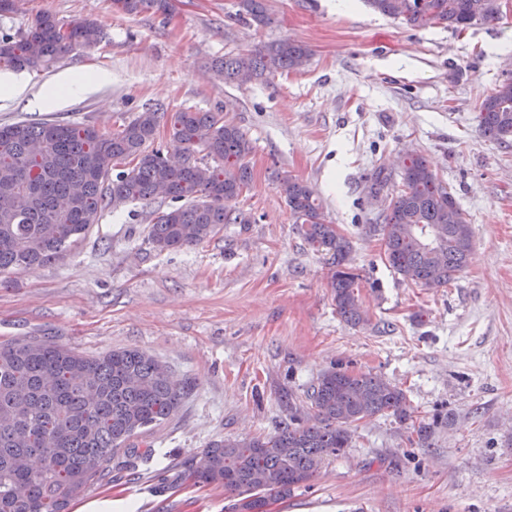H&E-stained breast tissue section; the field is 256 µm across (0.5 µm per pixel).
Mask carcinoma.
<instances>
[{
    "label": "carcinoma",
    "mask_w": 512,
    "mask_h": 512,
    "mask_svg": "<svg viewBox=\"0 0 512 512\" xmlns=\"http://www.w3.org/2000/svg\"><path fill=\"white\" fill-rule=\"evenodd\" d=\"M367 2L413 29L463 31L500 17L499 0H487L480 16L473 0ZM113 5L130 15L164 13L169 0ZM237 7L257 26L268 25L265 0H237ZM103 36L94 20L65 26L42 12L20 39L0 40V68L47 67ZM309 55L306 46L284 39L226 56L215 67L226 81L263 80L301 68ZM164 118L146 108L110 135L85 123L0 125V276L61 256L105 209L150 201L162 189L178 206L152 219L149 241L160 252L195 245L226 224L254 223L251 214L230 206L251 180L246 134L221 112L185 108L170 118L171 147L184 155L183 164L173 166L152 147ZM478 126L492 141H512L511 78L482 99ZM278 187L306 243L328 257L337 315L351 325L365 322L350 242L326 220L308 184L288 175ZM367 229L382 236L389 267L422 288L448 287L470 261L471 224L422 155L406 161L381 223ZM186 394V385L161 375L158 360L137 348L89 358L51 336L1 344L0 512H69L76 498L109 476L113 459L135 472L153 454L146 438L177 414ZM308 400L310 416H290L273 435L213 442L190 476L239 496V512H266L262 493L249 488L252 475L286 496L350 447L351 424L376 415L401 423L412 418L406 393L369 373L326 370Z\"/></svg>",
    "instance_id": "1"
}]
</instances>
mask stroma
I'll use <instances>...</instances> for the list:
<instances>
[{
    "label": "stroma",
    "instance_id": "35a3bbf8",
    "mask_svg": "<svg viewBox=\"0 0 512 512\" xmlns=\"http://www.w3.org/2000/svg\"><path fill=\"white\" fill-rule=\"evenodd\" d=\"M168 13L128 15L112 0H22L0 16V37L42 11L62 23L95 19L105 36L49 69L24 71L22 94L0 97V124L58 121L115 132L143 109L223 112L253 146L252 179L236 202L250 224H228L197 245L160 252L152 213L132 202L105 210L65 258L0 285V343L51 336L95 356L139 348L191 390L151 435L155 454L128 477L76 504L136 512H233L236 495L187 474L224 438L275 433L307 416L327 369L370 373L403 389L415 418L433 423L425 444L391 416L364 419L350 448L268 512H512V144L485 138L481 100L512 77V0L464 31L410 29L353 0H267L259 28L236 0H171ZM290 39L310 56L295 71L229 85L215 59ZM99 70L94 93L50 107L60 73ZM412 154L426 157L473 230L468 267L448 287L403 282L389 267L378 223ZM390 181L371 194V178ZM307 182L328 221L351 243L366 324L336 313L323 255L305 243L278 176Z\"/></svg>",
    "mask_w": 512,
    "mask_h": 512
}]
</instances>
